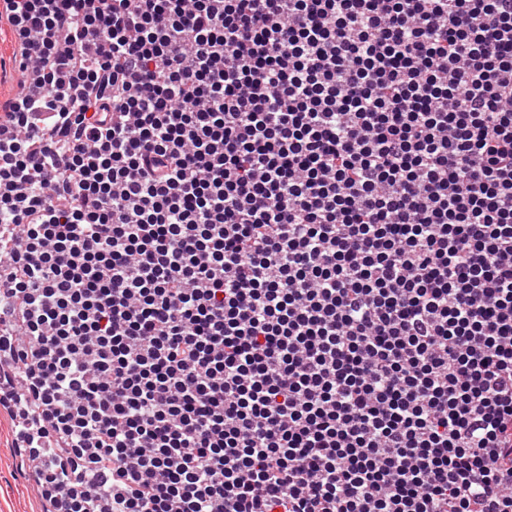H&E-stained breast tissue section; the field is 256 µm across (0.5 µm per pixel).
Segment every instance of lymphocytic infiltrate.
I'll return each mask as SVG.
<instances>
[{"mask_svg":"<svg viewBox=\"0 0 512 512\" xmlns=\"http://www.w3.org/2000/svg\"><path fill=\"white\" fill-rule=\"evenodd\" d=\"M0 408L49 512H512V0H0ZM13 43L9 29L0 26V109L17 92L18 73L13 58Z\"/></svg>","mask_w":512,"mask_h":512,"instance_id":"obj_1","label":"lymphocytic infiltrate"}]
</instances>
